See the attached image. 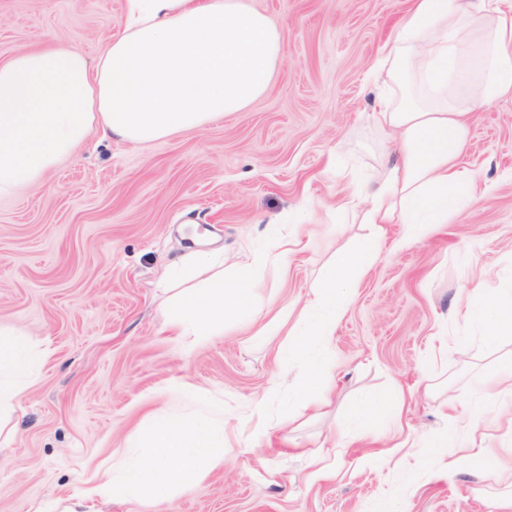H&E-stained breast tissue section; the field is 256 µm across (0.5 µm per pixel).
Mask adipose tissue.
<instances>
[{"mask_svg":"<svg viewBox=\"0 0 512 512\" xmlns=\"http://www.w3.org/2000/svg\"><path fill=\"white\" fill-rule=\"evenodd\" d=\"M282 46L278 27L249 0H127L122 34L96 60L59 40L0 59V197L43 184L91 131L149 143L242 111L268 88ZM373 74L382 91L372 121L393 139L397 157L347 201L359 206L373 241L327 264L293 342L278 350L282 357L333 336L386 225H405L408 247L478 197L479 184L458 157L472 112L512 100V0H411ZM218 264L197 253L168 275L183 289L164 314L188 346L215 335L225 317L253 310L251 277L225 283ZM458 316L477 324L486 343H512V292L466 304ZM45 356L24 331L0 328V420ZM223 421L220 412L201 424L156 416L136 464L113 454L82 493L85 512L133 492L162 504L220 467L224 451L210 445L209 432Z\"/></svg>","mask_w":512,"mask_h":512,"instance_id":"obj_1","label":"adipose tissue"}]
</instances>
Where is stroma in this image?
<instances>
[{
	"label": "stroma",
	"instance_id": "stroma-1",
	"mask_svg": "<svg viewBox=\"0 0 512 512\" xmlns=\"http://www.w3.org/2000/svg\"><path fill=\"white\" fill-rule=\"evenodd\" d=\"M279 26L283 55L266 92L242 111L148 144L90 135L47 182L0 198V325L47 349L38 377L0 436V512L81 494L114 452L136 459L159 410L194 419L224 406L223 467L175 491L163 512H502L512 474L486 463L442 478L462 445L496 453L512 425L479 399L484 373L512 344H484L456 316L482 291L512 289V101L477 109L459 158L481 195L410 247L391 224L325 350L327 402L305 408L291 386L303 358L276 349L299 319L329 258L369 230L345 200L386 161L371 123L370 78L407 0H251ZM126 0H0V58L50 37L95 58L123 29ZM307 240L284 269L265 262L275 229ZM224 255V275H255L267 336L247 339L246 316L225 320L194 348L167 325L166 285L194 237ZM288 320H276L282 307ZM448 347L426 349L437 336ZM381 396L399 424L351 418ZM477 403L458 423L450 407Z\"/></svg>",
	"mask_w": 512,
	"mask_h": 512
}]
</instances>
